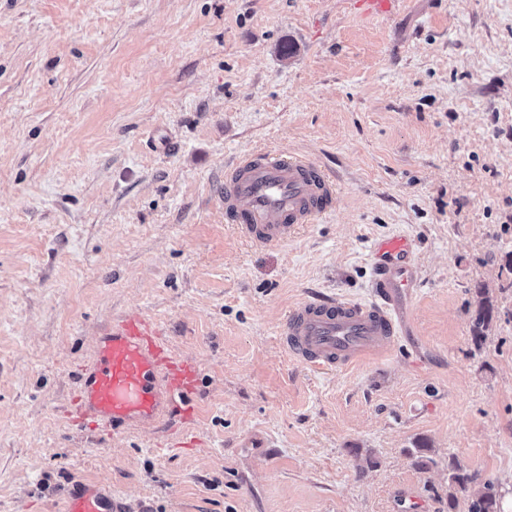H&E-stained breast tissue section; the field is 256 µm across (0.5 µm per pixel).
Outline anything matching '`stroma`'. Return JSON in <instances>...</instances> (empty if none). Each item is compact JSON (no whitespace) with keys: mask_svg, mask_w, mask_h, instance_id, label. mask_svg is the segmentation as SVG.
<instances>
[{"mask_svg":"<svg viewBox=\"0 0 512 512\" xmlns=\"http://www.w3.org/2000/svg\"><path fill=\"white\" fill-rule=\"evenodd\" d=\"M253 151L327 170L333 208L242 237L224 171ZM392 236L411 336L289 358V309L369 299ZM511 253L512 0H0V512H63L76 482L127 512H448L452 459L512 512ZM128 314L198 364L174 432L68 415Z\"/></svg>","mask_w":512,"mask_h":512,"instance_id":"stroma-1","label":"stroma"}]
</instances>
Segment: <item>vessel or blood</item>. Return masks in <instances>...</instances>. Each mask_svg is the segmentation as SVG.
<instances>
[{
	"label": "vessel or blood",
	"instance_id": "1",
	"mask_svg": "<svg viewBox=\"0 0 512 512\" xmlns=\"http://www.w3.org/2000/svg\"><path fill=\"white\" fill-rule=\"evenodd\" d=\"M328 174L302 158L257 153L224 177V216L245 237L281 244L304 224L316 223L335 200ZM372 302L319 296L293 307L282 329L285 351L299 363L343 369L390 352L408 328L398 306L418 282L405 241L375 244ZM73 413L79 424L120 434L132 429L168 432L193 414L199 368L175 355L149 318L117 320L99 337L94 355L78 373ZM65 512H123L95 484L74 485Z\"/></svg>",
	"mask_w": 512,
	"mask_h": 512
}]
</instances>
